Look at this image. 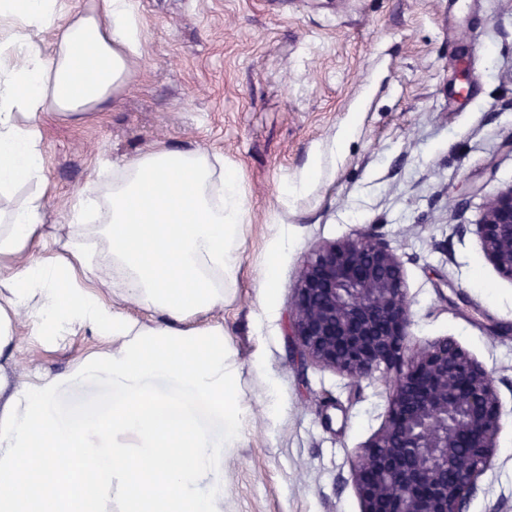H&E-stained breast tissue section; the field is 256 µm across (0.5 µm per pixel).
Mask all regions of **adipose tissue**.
Segmentation results:
<instances>
[{"label":"adipose tissue","mask_w":512,"mask_h":512,"mask_svg":"<svg viewBox=\"0 0 512 512\" xmlns=\"http://www.w3.org/2000/svg\"><path fill=\"white\" fill-rule=\"evenodd\" d=\"M58 4L0 0V198L34 187L0 209V512H224L241 389L209 316L236 286L241 179L209 151L148 146L80 194L52 247L41 121L106 105L142 55L134 0L66 16ZM79 336L92 344L70 370H21L29 348ZM90 375L111 394L59 410ZM38 448L48 479L36 490Z\"/></svg>","instance_id":"ef3b65f1"}]
</instances>
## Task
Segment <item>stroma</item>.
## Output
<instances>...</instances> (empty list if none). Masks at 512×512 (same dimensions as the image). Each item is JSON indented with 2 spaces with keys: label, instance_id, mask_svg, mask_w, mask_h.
I'll list each match as a JSON object with an SVG mask.
<instances>
[{
  "label": "stroma",
  "instance_id": "stroma-1",
  "mask_svg": "<svg viewBox=\"0 0 512 512\" xmlns=\"http://www.w3.org/2000/svg\"><path fill=\"white\" fill-rule=\"evenodd\" d=\"M135 4L143 56L115 104L42 124L47 221L69 223L99 167L152 143L237 169L247 226L222 316L241 436L224 452V512H360L352 470L385 422L388 382L301 360L289 324L314 250L364 232L402 261L413 342L454 340L489 372L503 427L467 512H512V280L477 233L512 187V0Z\"/></svg>",
  "mask_w": 512,
  "mask_h": 512
}]
</instances>
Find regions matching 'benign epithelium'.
<instances>
[{
  "mask_svg": "<svg viewBox=\"0 0 512 512\" xmlns=\"http://www.w3.org/2000/svg\"><path fill=\"white\" fill-rule=\"evenodd\" d=\"M487 260L512 280V187L486 207ZM301 358L359 379L391 376L386 420L353 468L361 512H466L491 464L502 408L487 370L457 343L410 346L402 264L364 233L319 246L292 289Z\"/></svg>",
  "mask_w": 512,
  "mask_h": 512,
  "instance_id": "obj_1",
  "label": "benign epithelium"
}]
</instances>
